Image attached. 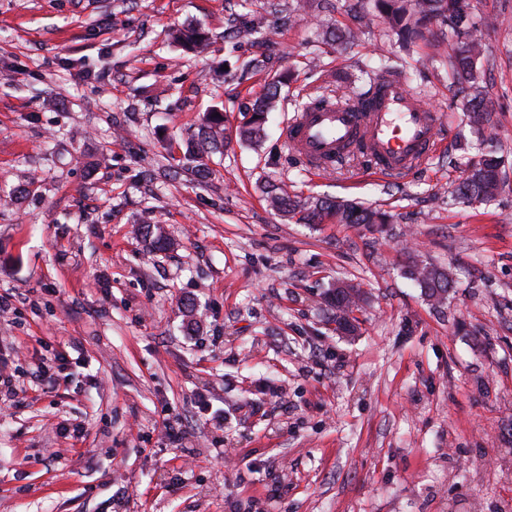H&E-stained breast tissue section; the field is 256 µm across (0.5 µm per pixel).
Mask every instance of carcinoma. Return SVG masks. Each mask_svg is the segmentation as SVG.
<instances>
[{
	"mask_svg": "<svg viewBox=\"0 0 512 512\" xmlns=\"http://www.w3.org/2000/svg\"><path fill=\"white\" fill-rule=\"evenodd\" d=\"M361 2L355 0L350 6L354 27L329 29L326 35L336 40L354 36L366 20ZM373 8L387 22L398 40L406 45L427 39L431 26L440 24L443 27L442 36L434 48L448 59V88L459 94L474 89L466 106L471 122L490 131L496 129V109L488 92L476 88L477 64L483 59L488 31L506 20V16H478L474 0H373ZM281 84L280 80L269 83L264 93L254 101L249 109L251 118L238 129L240 142L255 144L263 138L265 114L274 107ZM223 125V114L209 113L200 136L187 146V159L223 152L224 141L220 140ZM502 167L503 160L497 155L495 146L489 145L478 162L465 165L464 175L454 189L455 196L467 203L492 197L501 188ZM265 194L271 210L282 216L296 217L306 224H319L325 219L335 224H386L389 221L387 213L353 201L318 198L302 202L275 184L266 187ZM137 233L154 249L162 250L167 246V237L158 224L144 221L138 225ZM404 274L416 281L428 298L436 301L442 299L451 287L445 270L415 258L407 265Z\"/></svg>",
	"mask_w": 512,
	"mask_h": 512,
	"instance_id": "carcinoma-1",
	"label": "carcinoma"
}]
</instances>
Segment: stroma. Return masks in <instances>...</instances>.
<instances>
[{
  "label": "stroma",
  "instance_id": "35a3bbf8",
  "mask_svg": "<svg viewBox=\"0 0 512 512\" xmlns=\"http://www.w3.org/2000/svg\"><path fill=\"white\" fill-rule=\"evenodd\" d=\"M271 1L0 0V512H512V0L479 5L510 17L483 63L506 187L473 207L451 191L487 145L433 47L375 15L325 43L348 0L289 25ZM193 29L205 52L172 38ZM386 67L442 113V150L398 178L356 155L309 172L284 143L298 104ZM280 75L265 139L239 143ZM215 110L203 177L184 153ZM270 184L391 221H288ZM412 257L448 270L443 303ZM342 280L364 290L351 335Z\"/></svg>",
  "mask_w": 512,
  "mask_h": 512
}]
</instances>
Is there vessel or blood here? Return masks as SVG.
<instances>
[{
    "instance_id": "1",
    "label": "vessel or blood",
    "mask_w": 512,
    "mask_h": 512,
    "mask_svg": "<svg viewBox=\"0 0 512 512\" xmlns=\"http://www.w3.org/2000/svg\"><path fill=\"white\" fill-rule=\"evenodd\" d=\"M439 123L438 113L401 76L388 74L376 80L366 105L303 108L289 122L285 139L311 171H325L360 148L374 174L398 177L432 157Z\"/></svg>"
}]
</instances>
